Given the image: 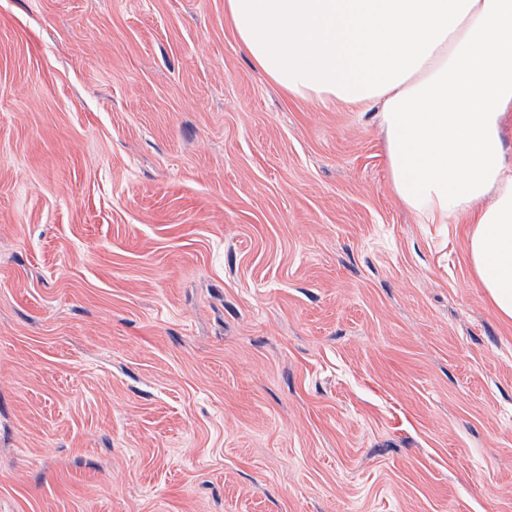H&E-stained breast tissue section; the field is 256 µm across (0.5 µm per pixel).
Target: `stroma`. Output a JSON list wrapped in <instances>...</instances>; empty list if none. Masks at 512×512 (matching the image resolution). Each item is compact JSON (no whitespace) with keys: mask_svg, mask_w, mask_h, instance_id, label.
I'll return each instance as SVG.
<instances>
[{"mask_svg":"<svg viewBox=\"0 0 512 512\" xmlns=\"http://www.w3.org/2000/svg\"><path fill=\"white\" fill-rule=\"evenodd\" d=\"M0 512H512L464 225L224 0H0Z\"/></svg>","mask_w":512,"mask_h":512,"instance_id":"1","label":"stroma"}]
</instances>
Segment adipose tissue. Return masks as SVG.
Returning <instances> with one entry per match:
<instances>
[{"label":"adipose tissue","mask_w":512,"mask_h":512,"mask_svg":"<svg viewBox=\"0 0 512 512\" xmlns=\"http://www.w3.org/2000/svg\"><path fill=\"white\" fill-rule=\"evenodd\" d=\"M288 95L375 111L389 183L423 224L465 223L471 269L512 320V0H224Z\"/></svg>","instance_id":"ef3b65f1"}]
</instances>
